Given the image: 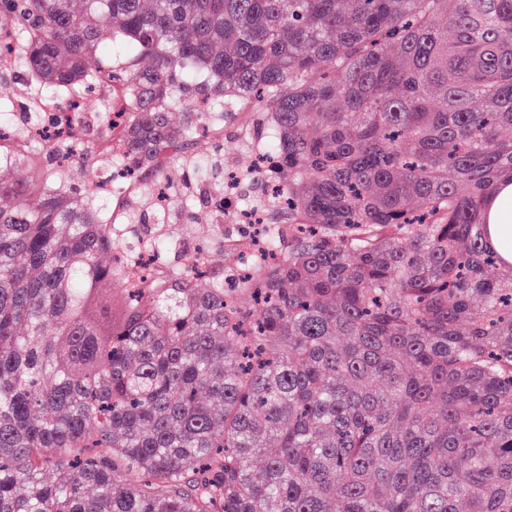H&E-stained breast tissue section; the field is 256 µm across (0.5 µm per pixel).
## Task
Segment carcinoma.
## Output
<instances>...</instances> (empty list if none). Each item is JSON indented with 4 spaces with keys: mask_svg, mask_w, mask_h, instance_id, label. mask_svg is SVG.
<instances>
[{
    "mask_svg": "<svg viewBox=\"0 0 512 512\" xmlns=\"http://www.w3.org/2000/svg\"><path fill=\"white\" fill-rule=\"evenodd\" d=\"M34 97L112 69L154 169L230 99L272 112L279 256L126 273L91 186L0 155V512H512V0H0ZM197 189L176 205L196 214ZM162 246L147 201L130 214ZM262 458L258 474L252 461ZM486 206L488 246L512 263V184L503 183Z\"/></svg>",
    "mask_w": 512,
    "mask_h": 512,
    "instance_id": "cac0c4a2",
    "label": "carcinoma"
}]
</instances>
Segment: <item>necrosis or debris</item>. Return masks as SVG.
<instances>
[{
    "mask_svg": "<svg viewBox=\"0 0 512 512\" xmlns=\"http://www.w3.org/2000/svg\"><path fill=\"white\" fill-rule=\"evenodd\" d=\"M95 87L106 101V114L76 116L58 96L46 95L39 101L40 120L27 126L22 137L0 139V145L12 152L25 153L32 146L48 149L56 141L68 140L75 153L84 150L83 130L88 126H107L113 136H120L127 123L131 102L122 88L106 75H99ZM225 111L234 113L237 132L249 154L248 162L228 158L224 161V187L215 196L210 209L214 223L224 227V247L236 253L238 261L224 273V285L231 288L245 279L254 265L272 258L275 244L288 230L287 222L277 221L283 213L285 192L277 168V159L270 147L271 120L266 113L252 106L228 103ZM112 198L113 238L125 249H137L140 263L160 268L163 261L183 253L202 252V245L192 238L173 237L164 250L148 247L145 242L129 241L128 209L133 199L149 193L153 205L167 208L171 195L163 180L146 179L128 164L120 163L112 170V179L103 186Z\"/></svg>",
    "mask_w": 512,
    "mask_h": 512,
    "instance_id": "4bbe7bcc",
    "label": "necrosis or debris"
}]
</instances>
